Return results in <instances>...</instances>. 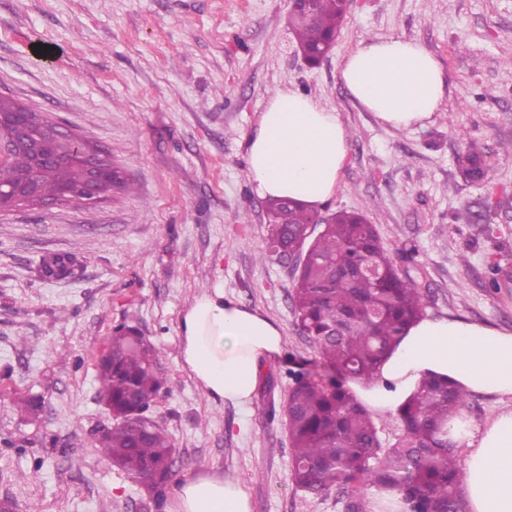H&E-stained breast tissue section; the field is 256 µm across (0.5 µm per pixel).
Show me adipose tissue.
Masks as SVG:
<instances>
[{
	"label": "adipose tissue",
	"mask_w": 512,
	"mask_h": 512,
	"mask_svg": "<svg viewBox=\"0 0 512 512\" xmlns=\"http://www.w3.org/2000/svg\"><path fill=\"white\" fill-rule=\"evenodd\" d=\"M342 80L379 120L410 129L437 112L444 72L418 41L401 36L362 42L346 59ZM348 150L336 112L295 91H277L247 142L248 168L262 197H288L315 208L334 196ZM181 357L211 397L247 405L263 358L279 353V326L221 291L196 296L179 320ZM466 393L512 396V332L458 318L411 325L383 361L378 379L355 385L373 413L396 414L423 376ZM457 441L468 455L462 486L469 512H512V408L486 423L466 422ZM170 512H252L250 495L216 472L186 479Z\"/></svg>",
	"instance_id": "obj_1"
}]
</instances>
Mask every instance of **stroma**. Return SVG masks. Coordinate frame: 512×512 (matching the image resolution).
I'll list each match as a JSON object with an SVG mask.
<instances>
[{
    "label": "stroma",
    "instance_id": "stroma-1",
    "mask_svg": "<svg viewBox=\"0 0 512 512\" xmlns=\"http://www.w3.org/2000/svg\"><path fill=\"white\" fill-rule=\"evenodd\" d=\"M290 7L0 0V97L85 137L132 184L91 205L0 212V505L10 512H167L177 483L204 470L243 483L252 512H346L341 494L294 484L279 414L291 374L318 358L295 321L290 268L261 258L265 200L246 162L277 90L312 97L348 130L341 187L323 211L365 212L401 268L418 265L426 316L512 331V0H353L313 67L288 29ZM388 36L417 40L445 74L439 112L409 130L379 122L341 79L362 41ZM469 149L491 183L461 175L456 158ZM465 208L471 220H457ZM69 254L76 276L42 275L43 261ZM493 262L501 286L490 291ZM218 289L283 332L242 407L209 398L181 363L179 319ZM124 324L155 345L167 379L150 412L176 448L177 482L160 500L95 446L108 418L97 361ZM29 398L37 417L15 408Z\"/></svg>",
    "mask_w": 512,
    "mask_h": 512
}]
</instances>
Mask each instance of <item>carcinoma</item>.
I'll return each instance as SVG.
<instances>
[{
	"label": "carcinoma",
	"mask_w": 512,
	"mask_h": 512,
	"mask_svg": "<svg viewBox=\"0 0 512 512\" xmlns=\"http://www.w3.org/2000/svg\"><path fill=\"white\" fill-rule=\"evenodd\" d=\"M344 20L342 0H323L316 17L293 8L289 26L300 48L319 52ZM464 177L480 183L492 171L470 149L458 155ZM29 156L13 154L0 168V187L16 172L29 171ZM73 161L36 172L43 200H56L77 182ZM269 224L267 253L292 267L291 294L298 326L312 343L320 363L336 381L325 383L295 374L283 404L292 451L293 481L309 494L336 490L349 497L348 512H368L355 492L364 486L397 492L395 512H466L460 445L450 437L449 422L468 406V395L431 376L421 379L416 393L397 414L400 436L385 448L366 407L346 386L349 380L371 383L380 365L423 317L425 296L417 281L397 265L364 215L338 211L319 225V234L301 243L300 229L310 221L301 203L287 198L266 201ZM78 260L56 257L43 265L47 278L75 276ZM111 360L100 361L99 400L112 408V423L98 431V448L119 470L160 495L174 477L176 448L150 414L165 384L157 368L158 354L133 326L117 328L109 338Z\"/></svg>",
	"instance_id": "carcinoma-1"
}]
</instances>
